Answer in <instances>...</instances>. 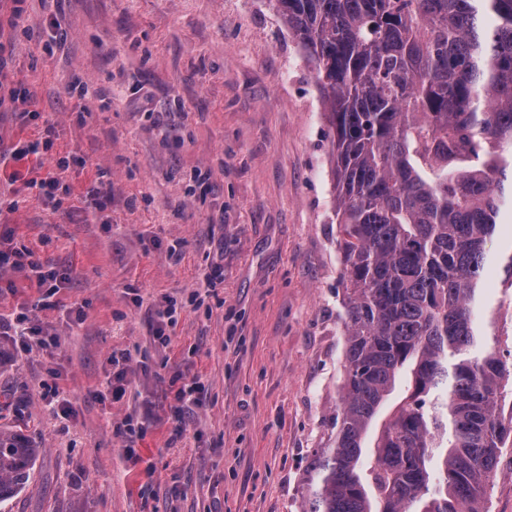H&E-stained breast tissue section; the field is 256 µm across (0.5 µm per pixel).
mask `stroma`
I'll return each instance as SVG.
<instances>
[{"mask_svg": "<svg viewBox=\"0 0 512 512\" xmlns=\"http://www.w3.org/2000/svg\"><path fill=\"white\" fill-rule=\"evenodd\" d=\"M13 7L0 0V40L40 116L0 108V148L49 135L51 156L16 170L86 163L53 203L0 176V201L19 203L0 212L10 247L68 275L46 302L17 273L0 293V319L26 313L56 341L0 335V427L41 450L0 512H300L344 350L330 136L303 50L271 0H27L17 21ZM511 253L507 205L481 306L510 364ZM176 377L204 384L178 438Z\"/></svg>", "mask_w": 512, "mask_h": 512, "instance_id": "stroma-1", "label": "stroma"}]
</instances>
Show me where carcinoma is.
<instances>
[{
	"mask_svg": "<svg viewBox=\"0 0 512 512\" xmlns=\"http://www.w3.org/2000/svg\"><path fill=\"white\" fill-rule=\"evenodd\" d=\"M272 2L324 101L344 286L340 403L301 512H486L512 444V371L474 313L512 190V0ZM38 454L0 430V502Z\"/></svg>",
	"mask_w": 512,
	"mask_h": 512,
	"instance_id": "cac0c4a2",
	"label": "carcinoma"
}]
</instances>
